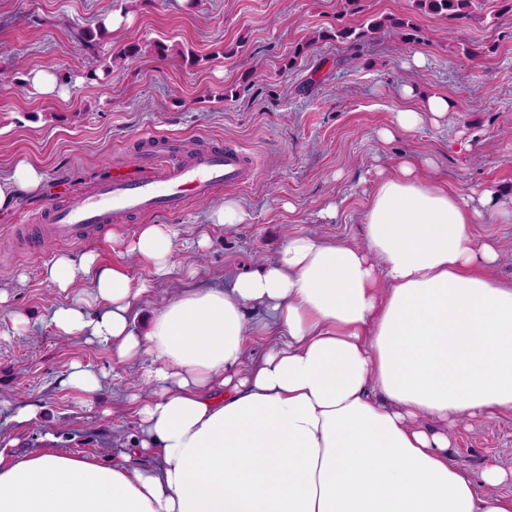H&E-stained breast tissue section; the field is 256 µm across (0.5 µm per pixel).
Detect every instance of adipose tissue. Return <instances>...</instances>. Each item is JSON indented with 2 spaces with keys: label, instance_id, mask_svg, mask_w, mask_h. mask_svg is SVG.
<instances>
[{
  "label": "adipose tissue",
  "instance_id": "1",
  "mask_svg": "<svg viewBox=\"0 0 512 512\" xmlns=\"http://www.w3.org/2000/svg\"><path fill=\"white\" fill-rule=\"evenodd\" d=\"M449 110L430 96L379 136ZM431 167L413 156L379 170L363 244L292 235L231 287L186 285L141 331L147 282L91 252L47 263L44 280L72 295L52 312L58 334L159 365L120 461L0 450V512H512V495L495 491L512 470L473 479L444 430L512 412V283L493 276L498 252L473 234L512 215V195H460ZM44 178L23 161L0 175V210ZM176 235L144 224L124 248L161 280ZM251 306L264 318L248 321ZM251 333L277 342L249 365ZM138 452L152 465H132Z\"/></svg>",
  "mask_w": 512,
  "mask_h": 512
}]
</instances>
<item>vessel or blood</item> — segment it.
<instances>
[{"instance_id": "vessel-or-blood-1", "label": "vessel or blood", "mask_w": 512, "mask_h": 512, "mask_svg": "<svg viewBox=\"0 0 512 512\" xmlns=\"http://www.w3.org/2000/svg\"><path fill=\"white\" fill-rule=\"evenodd\" d=\"M186 138L148 136L137 140L134 163L113 166L109 178L78 194L48 199L32 236L40 241L76 242L146 212H180L188 197H210L217 186L246 183L253 156L234 142H213L186 155Z\"/></svg>"}]
</instances>
